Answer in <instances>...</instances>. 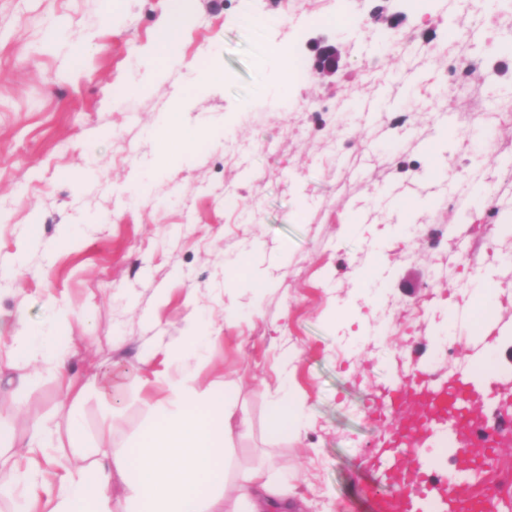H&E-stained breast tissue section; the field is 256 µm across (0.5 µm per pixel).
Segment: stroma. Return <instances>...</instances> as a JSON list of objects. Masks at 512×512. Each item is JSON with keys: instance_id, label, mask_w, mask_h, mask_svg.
<instances>
[{"instance_id": "obj_1", "label": "stroma", "mask_w": 512, "mask_h": 512, "mask_svg": "<svg viewBox=\"0 0 512 512\" xmlns=\"http://www.w3.org/2000/svg\"><path fill=\"white\" fill-rule=\"evenodd\" d=\"M175 0H0V314L24 311L31 328L52 326L72 346L83 376L117 368L145 377L140 354L173 348L187 324L214 319L200 378L239 384L247 422L229 468L273 460L293 481L303 512H378L370 489L384 474L392 427L371 408L390 385L428 367L438 380L466 369L492 342L496 396L480 422L512 418V263L503 260L501 215L512 212V55L491 44L512 0H347L355 26L334 28L330 0H190L179 63L146 83L150 49ZM399 11L401 51L374 41L384 15ZM463 17L483 66L467 88L448 73L446 28ZM60 27L55 41L44 29ZM82 38L83 51L72 41ZM338 49L340 69L312 75L316 49ZM292 49L310 76L278 95L273 65ZM219 61L221 83L194 89L188 69ZM189 93L176 126L191 154H165L152 132ZM451 124H444V117ZM485 133L469 141L470 129ZM446 141L447 177H427L429 148ZM486 184L497 216L466 204ZM238 205H224L227 195ZM389 271L368 285L362 267L375 235ZM493 266L496 322L487 341L472 327L475 276L447 268L465 252ZM274 287L255 294L242 254ZM71 314L59 317L55 299ZM453 307L452 322L442 312ZM378 343L361 341L362 323ZM451 326L448 341L437 338ZM314 419L302 442L271 435L266 412L281 365ZM115 404L95 390L67 394L42 374L24 388L0 381V427L23 444L32 424L78 416L81 454L120 446L146 420L138 394Z\"/></svg>"}]
</instances>
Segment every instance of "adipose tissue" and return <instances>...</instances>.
Segmentation results:
<instances>
[{"label":"adipose tissue","instance_id":"obj_1","mask_svg":"<svg viewBox=\"0 0 512 512\" xmlns=\"http://www.w3.org/2000/svg\"><path fill=\"white\" fill-rule=\"evenodd\" d=\"M189 22L184 8L173 10L158 31L147 56L151 69H164L177 55V40ZM472 306L475 332L486 338L495 322L498 284L494 271L482 269ZM185 346L175 354L145 355L144 364L161 362L151 377L138 381L148 421L131 446L103 451L85 464L49 459L45 449L58 447L56 430L36 426L9 463L0 464V488L20 491L21 512H112L113 482H120L126 512H225L234 499L235 512H299V505L274 482L268 464L248 466L236 474L227 470V454L244 423L236 414L235 385L204 384L193 359L199 357L208 334L192 323ZM70 349L55 344L51 331L29 330L23 312L14 315L10 340L0 341V360H23L63 379L68 389H82L72 372ZM275 435L301 437L309 414L288 371H281L279 388L267 413Z\"/></svg>","mask_w":512,"mask_h":512}]
</instances>
